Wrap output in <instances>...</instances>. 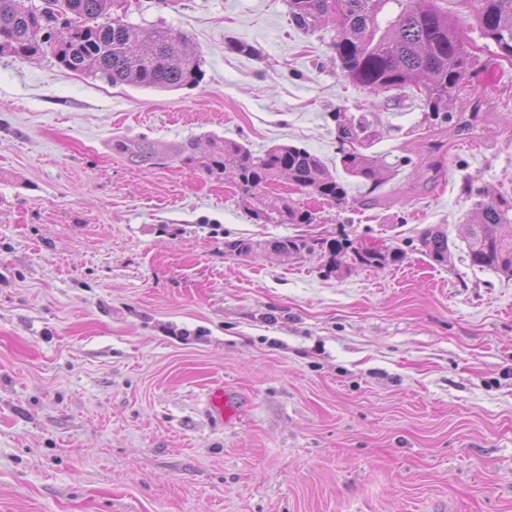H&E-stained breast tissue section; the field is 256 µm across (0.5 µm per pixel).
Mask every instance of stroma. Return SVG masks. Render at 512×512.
Here are the masks:
<instances>
[{
  "instance_id": "stroma-1",
  "label": "stroma",
  "mask_w": 512,
  "mask_h": 512,
  "mask_svg": "<svg viewBox=\"0 0 512 512\" xmlns=\"http://www.w3.org/2000/svg\"><path fill=\"white\" fill-rule=\"evenodd\" d=\"M115 12L184 35L202 80L0 55V512H512V277L464 241L480 192L512 197V63L466 26L475 65L433 162L422 95L344 79L333 29L298 30L288 0ZM339 111L373 114L391 177L341 207L280 181L305 227L254 223L187 160L294 145L339 176ZM432 224L444 266L419 250ZM343 231L406 259L332 272L264 247ZM216 383L239 406L223 422ZM423 252L428 258L439 265H446L450 256L448 232L442 225H433L423 229L418 236ZM207 401L211 413L219 418L236 415L231 395L223 386L212 387L208 392Z\"/></svg>"
}]
</instances>
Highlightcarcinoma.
<instances>
[{"mask_svg": "<svg viewBox=\"0 0 512 512\" xmlns=\"http://www.w3.org/2000/svg\"><path fill=\"white\" fill-rule=\"evenodd\" d=\"M35 12L26 0H0V54L36 55L48 44L57 62L71 72L90 73L115 85L130 83L159 90L191 86L201 78L199 60L185 48L183 37L169 28H142L114 15L119 0H45ZM327 0H288L293 24L305 32L334 25L333 49L342 76L374 94L417 86L429 116L448 122V103L457 99L473 64L463 50L466 20L452 22L442 0H340L329 13ZM476 4L472 19L503 57L512 58V0H460ZM390 9V17L379 16ZM375 131L365 117L336 119L337 154L344 173L376 195L388 182L390 169L366 153ZM210 177L235 185L241 204L256 223L314 224L315 213L270 191L285 177L303 194L337 206L348 199L349 182L332 175L324 161L304 148L276 146L262 154L236 141L215 142L199 160ZM512 199L484 195L468 224V256L475 266L512 273ZM423 252L439 265L448 264V232L441 225L418 236ZM289 260L319 251L336 269L385 268L401 264L400 247L368 248L341 232L336 238L295 235L266 242Z\"/></svg>", "mask_w": 512, "mask_h": 512, "instance_id": "1", "label": "carcinoma"}]
</instances>
